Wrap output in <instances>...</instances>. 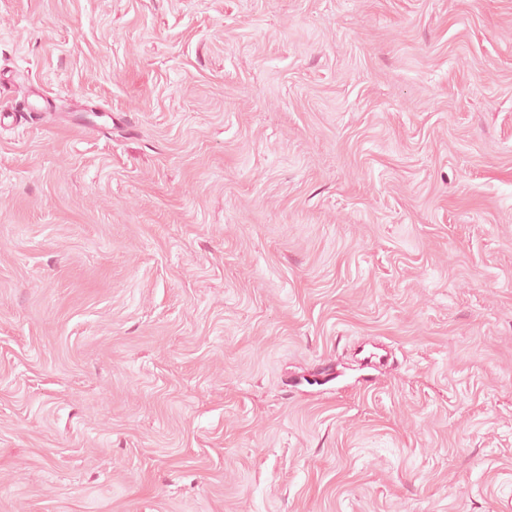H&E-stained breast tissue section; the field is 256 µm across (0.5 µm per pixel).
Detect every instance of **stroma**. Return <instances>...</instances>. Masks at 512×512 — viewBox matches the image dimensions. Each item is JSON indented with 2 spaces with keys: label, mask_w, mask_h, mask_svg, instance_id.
<instances>
[{
  "label": "stroma",
  "mask_w": 512,
  "mask_h": 512,
  "mask_svg": "<svg viewBox=\"0 0 512 512\" xmlns=\"http://www.w3.org/2000/svg\"><path fill=\"white\" fill-rule=\"evenodd\" d=\"M0 77V512H512V0H0Z\"/></svg>",
  "instance_id": "obj_1"
}]
</instances>
